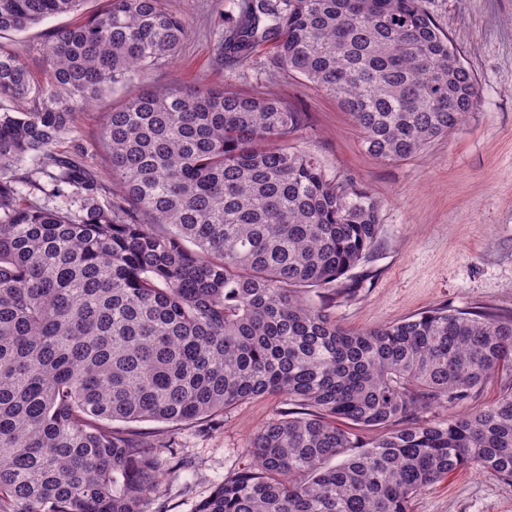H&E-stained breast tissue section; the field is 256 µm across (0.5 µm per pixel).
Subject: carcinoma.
Masks as SVG:
<instances>
[{"instance_id":"obj_1","label":"carcinoma","mask_w":512,"mask_h":512,"mask_svg":"<svg viewBox=\"0 0 512 512\" xmlns=\"http://www.w3.org/2000/svg\"><path fill=\"white\" fill-rule=\"evenodd\" d=\"M83 2L0 0V34ZM238 8L220 57L271 43L378 160L422 152L478 105L421 0ZM188 29L165 0H108L49 32L42 86L0 51V512H169L162 462L188 464L112 422L207 421L269 395L289 408L249 438L253 465L195 512H411L459 469L512 482V388L417 419L512 371V313L444 306L351 332L301 299L350 295L381 232L376 198L290 146L303 113L271 93L147 91L107 113L115 185L57 150L77 107L173 61Z\"/></svg>"}]
</instances>
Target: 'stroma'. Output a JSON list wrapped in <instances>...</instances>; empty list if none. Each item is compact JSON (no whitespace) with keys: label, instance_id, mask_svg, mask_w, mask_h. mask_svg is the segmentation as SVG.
Listing matches in <instances>:
<instances>
[{"label":"stroma","instance_id":"1","mask_svg":"<svg viewBox=\"0 0 512 512\" xmlns=\"http://www.w3.org/2000/svg\"><path fill=\"white\" fill-rule=\"evenodd\" d=\"M237 0H166L189 23L179 57L144 79L117 87L78 108L59 148L82 150L86 164L107 172L99 144L108 112L143 91L221 86L229 91H271L307 114L295 142L320 159L329 175L367 188L381 203L380 241L370 259L350 273L354 292L329 313L349 330L395 322L437 307L512 310V0H423L424 9L448 32L461 61L475 75L480 101L458 130L400 162H381L362 147V133L335 98L277 68L270 45L248 64H217L218 35ZM107 0H85L81 13L53 16L23 31L0 36L35 81L46 79L42 49L48 31L103 9ZM272 395L234 405L205 422L131 423V430L174 439L176 457L191 461L187 478L164 475L173 512H194L225 476L252 464L245 444L284 410ZM413 512H512V484L487 473L460 470L420 492Z\"/></svg>","mask_w":512,"mask_h":512}]
</instances>
